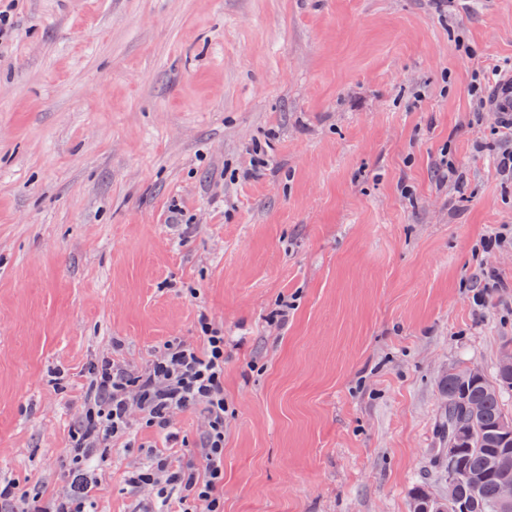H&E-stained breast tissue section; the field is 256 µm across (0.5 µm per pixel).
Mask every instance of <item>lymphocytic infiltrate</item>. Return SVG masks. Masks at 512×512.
Wrapping results in <instances>:
<instances>
[{
    "mask_svg": "<svg viewBox=\"0 0 512 512\" xmlns=\"http://www.w3.org/2000/svg\"><path fill=\"white\" fill-rule=\"evenodd\" d=\"M195 341L173 336L149 365H131L121 340L89 372L88 393L68 450L65 488L45 499L0 477V512H95L102 474L97 460L140 447L124 490L130 512H224V329L202 322ZM201 412L199 441L187 446L181 413ZM157 442L137 445L139 429Z\"/></svg>",
    "mask_w": 512,
    "mask_h": 512,
    "instance_id": "1",
    "label": "lymphocytic infiltrate"
}]
</instances>
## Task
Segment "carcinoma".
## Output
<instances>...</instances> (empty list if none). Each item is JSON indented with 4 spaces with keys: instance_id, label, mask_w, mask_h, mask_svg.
I'll return each instance as SVG.
<instances>
[{
    "instance_id": "1",
    "label": "carcinoma",
    "mask_w": 512,
    "mask_h": 512,
    "mask_svg": "<svg viewBox=\"0 0 512 512\" xmlns=\"http://www.w3.org/2000/svg\"><path fill=\"white\" fill-rule=\"evenodd\" d=\"M512 394V375L497 368L489 376L481 370L463 380H449L442 395L444 414L439 420V438L459 448V458L470 479L459 483L455 499L468 512H498L500 487L512 482V463L495 467L492 462L507 455L512 458V435L501 430L504 397Z\"/></svg>"
}]
</instances>
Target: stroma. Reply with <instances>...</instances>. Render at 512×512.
<instances>
[{
  "label": "stroma",
  "mask_w": 512,
  "mask_h": 512,
  "mask_svg": "<svg viewBox=\"0 0 512 512\" xmlns=\"http://www.w3.org/2000/svg\"><path fill=\"white\" fill-rule=\"evenodd\" d=\"M0 38V472L67 480L92 361L224 327V512L448 491V368L512 345V182L470 88L512 0H17ZM452 160L461 191L436 164ZM131 448L98 512H127Z\"/></svg>",
  "instance_id": "35a3bbf8"
}]
</instances>
